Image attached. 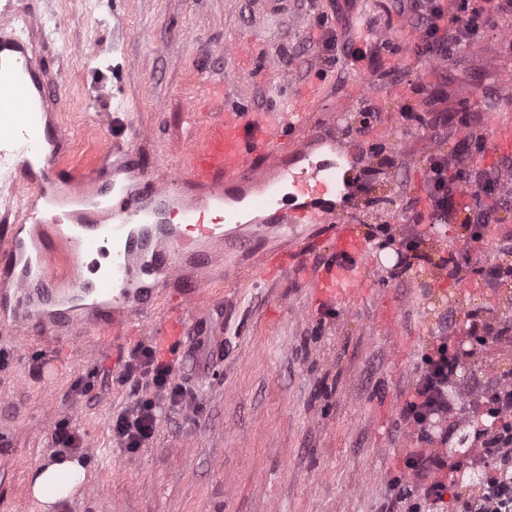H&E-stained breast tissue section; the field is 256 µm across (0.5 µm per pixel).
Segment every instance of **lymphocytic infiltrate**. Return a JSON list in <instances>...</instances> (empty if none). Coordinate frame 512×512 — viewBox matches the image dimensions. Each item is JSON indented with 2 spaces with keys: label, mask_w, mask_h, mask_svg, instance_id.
Segmentation results:
<instances>
[{
  "label": "lymphocytic infiltrate",
  "mask_w": 512,
  "mask_h": 512,
  "mask_svg": "<svg viewBox=\"0 0 512 512\" xmlns=\"http://www.w3.org/2000/svg\"><path fill=\"white\" fill-rule=\"evenodd\" d=\"M411 28L418 36V54L432 59L447 57L456 46L479 44L501 18L512 15V0H410ZM428 210L413 209L415 224H460L466 251L449 252L442 258L449 276L466 279L471 252L485 241L486 228L499 206L512 199V158L497 166L481 168L463 152L430 151L424 171ZM460 362L459 350L440 341L424 355L412 389L401 407L404 422L417 431V446L405 455L406 480L392 484L394 499L405 512H416L412 490L424 499L443 502L457 485L459 465L450 463L446 453L435 449L429 428L446 419L451 411L448 380ZM124 376L133 381L139 397L115 418L112 436L119 447L134 452L154 439L163 408L184 412L196 410L197 396L181 382L171 362L159 360L151 347L133 351ZM478 405L485 421L473 423L472 432L481 438L480 453L492 470L479 496H455V512H512V372L496 376L480 390Z\"/></svg>",
  "instance_id": "obj_1"
}]
</instances>
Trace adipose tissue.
<instances>
[{
	"label": "adipose tissue",
	"instance_id": "1",
	"mask_svg": "<svg viewBox=\"0 0 512 512\" xmlns=\"http://www.w3.org/2000/svg\"><path fill=\"white\" fill-rule=\"evenodd\" d=\"M85 477L86 467L81 459L58 455L42 462L31 482V493L40 512H53L58 502L74 494L77 481Z\"/></svg>",
	"mask_w": 512,
	"mask_h": 512
}]
</instances>
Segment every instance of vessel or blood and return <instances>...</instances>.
I'll use <instances>...</instances> for the list:
<instances>
[{
  "instance_id": "obj_1",
  "label": "vessel or blood",
  "mask_w": 512,
  "mask_h": 512,
  "mask_svg": "<svg viewBox=\"0 0 512 512\" xmlns=\"http://www.w3.org/2000/svg\"><path fill=\"white\" fill-rule=\"evenodd\" d=\"M39 26L37 16L20 13L13 0H0V259L22 265L12 295L0 294V322L25 338L33 333L32 319L47 307L53 308L58 326L73 323L68 300L59 298L57 283L47 275L51 252L41 249L35 260H26L25 243L11 232L18 222L44 220L43 211L19 195V183L43 195L65 175L57 162L62 133L42 117L49 80L23 52ZM363 27L387 49L392 67L415 40L401 21L380 23L373 11L365 14ZM248 81L246 72L226 73L224 90L211 99L200 132L183 143L179 167L164 180L147 172L134 147L128 97L104 83L96 90L107 107L94 113L88 132L95 136L107 130L112 152L124 156L119 172L104 169L95 176L98 190L90 209H105L108 217L98 220L88 211L59 208L53 221L76 255L87 260L90 277L76 296L91 299L98 342L111 349L114 366H121L123 340L133 334L153 336L166 358L179 353L193 332L211 336L214 349H221L223 329L190 324L203 290L185 281L184 269L208 263L215 244L236 246L224 229L228 223H269L291 241L290 248L266 252L253 266L235 267V276L269 282L298 274L313 306L323 313L348 309L368 294L375 251L348 213L335 207L346 178L335 155L315 160L309 151L310 143L325 146L334 137L322 125L304 126L297 118L311 111L319 84L296 95L292 106L259 112L237 97ZM481 138L487 156L511 154L512 118L499 120ZM35 167L40 170L36 180L30 176ZM311 224L323 229L314 244L306 232ZM316 245L329 257L313 265L308 257ZM162 280L181 284L177 309L157 310Z\"/></svg>"
}]
</instances>
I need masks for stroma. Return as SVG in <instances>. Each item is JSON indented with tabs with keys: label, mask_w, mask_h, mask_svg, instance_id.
I'll return each mask as SVG.
<instances>
[{
	"label": "stroma",
	"mask_w": 512,
	"mask_h": 512,
	"mask_svg": "<svg viewBox=\"0 0 512 512\" xmlns=\"http://www.w3.org/2000/svg\"><path fill=\"white\" fill-rule=\"evenodd\" d=\"M17 7L44 25L36 59L52 76L48 119L64 135L63 166L78 171L103 161L104 137L85 133L87 104L101 81L117 80L130 98L138 144L164 176L179 163L182 143L204 120L226 71L240 65L250 72L244 92L259 111L323 78L310 118L323 121L342 107L351 141L379 168L357 196L356 227L381 252L367 298L333 315H304L308 295L298 276L269 283L205 269L209 299L201 312L209 324L223 325L224 353L187 341L177 356L179 375L201 409L188 417L163 410L153 441L133 454L116 446L112 420L135 400L134 385L113 372L94 333L63 331L24 344L0 330V348L9 354L0 369V512H39L30 482L38 464L55 455L53 430L63 419L89 444L88 476L56 512H389L390 483L402 477L405 450L416 441L400 408L445 323L455 330L450 345L463 351L448 386L456 404L512 370V342L475 341L468 318L483 309L512 322V287L489 285L480 272L494 260L512 264V252L499 250L512 237V200L492 225L489 250L472 254L468 280L476 289L464 297L435 266L439 235H447L450 249L464 250L459 226L408 220L410 201L426 195L427 153L465 146L457 123L463 93L473 95L472 128L488 124L486 103L512 113V96L503 94L512 85V47L502 41L512 19L430 71L404 65L398 82L406 95L375 100L379 117L361 135L358 74L377 76L384 68L361 33L368 0H320L315 13L308 0H284L277 11L262 0H17ZM326 30L361 48L364 58L351 68L323 64L318 40ZM237 40L249 46L240 60L224 52ZM115 43L132 61L117 77L91 64ZM270 57L279 60L278 71L267 72ZM430 95L448 123L414 128L403 115L422 110ZM382 213L395 217L386 234L378 229ZM417 233L426 239L427 259L392 277L393 252L382 241ZM386 308L414 339L408 354L397 353L381 322ZM87 377L94 388L86 397L75 385Z\"/></svg>",
	"instance_id": "obj_1"
}]
</instances>
